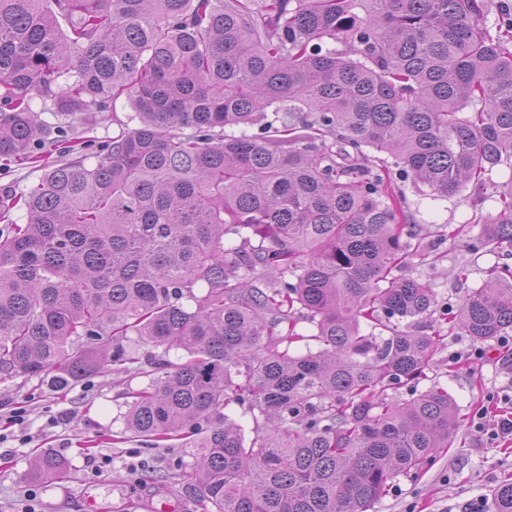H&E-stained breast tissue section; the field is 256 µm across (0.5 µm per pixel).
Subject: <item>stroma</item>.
I'll return each instance as SVG.
<instances>
[{
  "label": "stroma",
  "instance_id": "stroma-1",
  "mask_svg": "<svg viewBox=\"0 0 512 512\" xmlns=\"http://www.w3.org/2000/svg\"><path fill=\"white\" fill-rule=\"evenodd\" d=\"M34 111L48 126H62L66 137L103 141L115 136L128 122L132 109L118 99L113 111L100 114L92 128L63 123L34 99ZM408 202V221L428 246L443 256L434 267L411 268L413 276L427 280L440 301L458 304L467 289L479 286L486 268L501 262V254L473 250L483 218L496 211L492 190L467 189L460 196L436 199L411 182L402 185ZM460 229V241L448 238L449 229ZM468 265L466 281L450 276L451 268ZM473 346L462 335H448L437 354L435 370L441 384L455 398L461 418L458 437L451 448L438 453L418 479H401L378 502L373 512H463L467 503L480 512H493L485 494L490 486L512 477V441L490 447L473 428L479 411L495 417L493 400L512 396V349L498 342L485 345L477 362L464 360ZM143 375L89 377L67 393L52 392L38 381H14L0 386V512H22L33 505L36 512H87L95 501L98 512H200L177 479L179 466L189 457L182 448H152L137 441L101 443L97 437L122 427L128 388L146 386ZM51 449L71 461L68 478L53 481L28 479L35 454ZM109 458L103 473L92 472L87 457Z\"/></svg>",
  "mask_w": 512,
  "mask_h": 512
}]
</instances>
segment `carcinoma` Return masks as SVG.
Masks as SVG:
<instances>
[{"instance_id":"1","label":"carcinoma","mask_w":512,"mask_h":512,"mask_svg":"<svg viewBox=\"0 0 512 512\" xmlns=\"http://www.w3.org/2000/svg\"><path fill=\"white\" fill-rule=\"evenodd\" d=\"M488 10L0 0V159L40 162L37 97L86 126L123 97L137 120L89 165L90 141H64L70 160L0 210L25 218L0 240V383L145 373L110 438L187 441L203 512H371L457 437L430 376L445 336L512 334L508 264L455 308L400 274L442 255L398 180L448 199L512 167V19L492 33ZM496 197L478 243L512 248V183ZM69 469L42 450L27 476ZM490 495L512 512L511 477Z\"/></svg>"}]
</instances>
